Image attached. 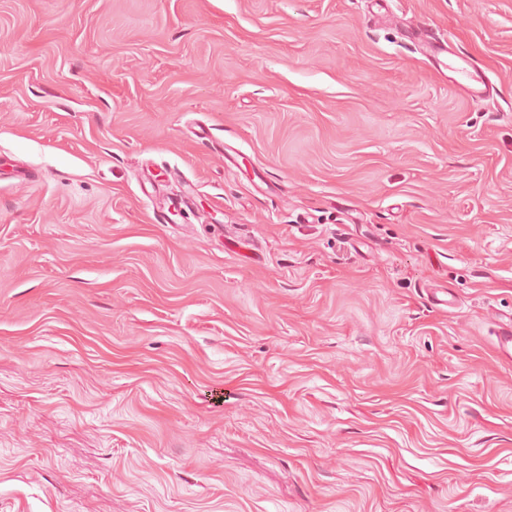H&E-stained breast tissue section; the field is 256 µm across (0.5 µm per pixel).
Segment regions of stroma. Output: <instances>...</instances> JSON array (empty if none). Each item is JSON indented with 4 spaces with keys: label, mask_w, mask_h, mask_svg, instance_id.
Listing matches in <instances>:
<instances>
[{
    "label": "stroma",
    "mask_w": 512,
    "mask_h": 512,
    "mask_svg": "<svg viewBox=\"0 0 512 512\" xmlns=\"http://www.w3.org/2000/svg\"><path fill=\"white\" fill-rule=\"evenodd\" d=\"M511 313L512 0H0V512H512ZM448 68L452 69L457 74L458 85L464 89L471 98L483 99L493 92L491 83L472 61L465 58H460V62L450 60ZM143 193L151 202L152 215L157 224L170 223L169 215L172 213V210L181 212L190 209V202L187 196L170 195L164 197L159 204H155L148 194ZM493 350L496 357L503 362H512V316L509 320L500 321L495 324Z\"/></svg>",
    "instance_id": "obj_1"
}]
</instances>
